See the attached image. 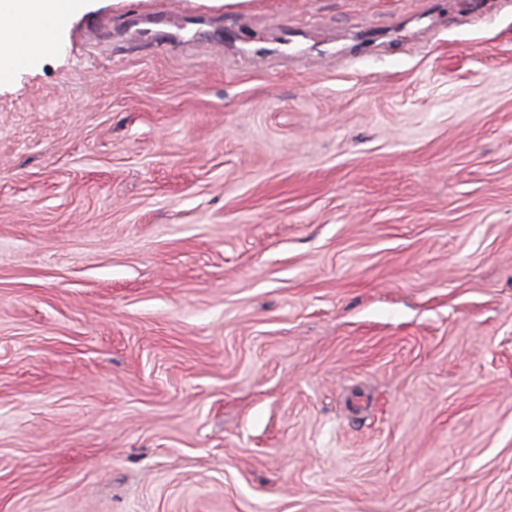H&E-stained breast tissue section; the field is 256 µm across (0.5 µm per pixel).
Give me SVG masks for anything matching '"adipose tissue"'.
<instances>
[{"mask_svg": "<svg viewBox=\"0 0 512 512\" xmlns=\"http://www.w3.org/2000/svg\"><path fill=\"white\" fill-rule=\"evenodd\" d=\"M82 9V0H0V26H12L15 31L14 48L0 54V84L9 83L15 74L38 65L50 48L47 33L39 31L36 13L60 16L69 20Z\"/></svg>", "mask_w": 512, "mask_h": 512, "instance_id": "ef3b65f1", "label": "adipose tissue"}]
</instances>
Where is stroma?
I'll use <instances>...</instances> for the list:
<instances>
[{"instance_id":"1","label":"stroma","mask_w":512,"mask_h":512,"mask_svg":"<svg viewBox=\"0 0 512 512\" xmlns=\"http://www.w3.org/2000/svg\"><path fill=\"white\" fill-rule=\"evenodd\" d=\"M0 512H512V0H86L0 85Z\"/></svg>"}]
</instances>
